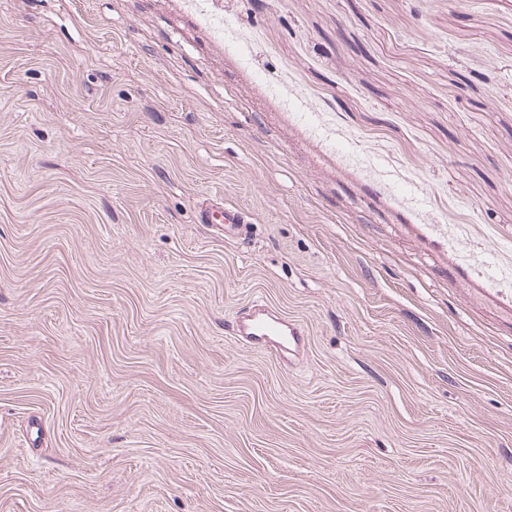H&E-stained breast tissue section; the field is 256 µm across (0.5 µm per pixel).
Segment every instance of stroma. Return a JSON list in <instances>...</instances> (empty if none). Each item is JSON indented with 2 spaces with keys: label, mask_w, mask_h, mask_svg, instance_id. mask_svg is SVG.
Instances as JSON below:
<instances>
[{
  "label": "stroma",
  "mask_w": 512,
  "mask_h": 512,
  "mask_svg": "<svg viewBox=\"0 0 512 512\" xmlns=\"http://www.w3.org/2000/svg\"><path fill=\"white\" fill-rule=\"evenodd\" d=\"M509 243L512 0H0V512H512ZM201 219L207 224H217L224 227V236L237 237L244 223L243 212L231 206L219 207L217 209H202ZM237 339L246 347L261 348L279 358L305 346V331L297 323L273 313L266 305L252 303L232 325Z\"/></svg>",
  "instance_id": "stroma-1"
}]
</instances>
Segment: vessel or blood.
Segmentation results:
<instances>
[{"instance_id":"b4317fda","label":"vessel or blood","mask_w":512,"mask_h":512,"mask_svg":"<svg viewBox=\"0 0 512 512\" xmlns=\"http://www.w3.org/2000/svg\"><path fill=\"white\" fill-rule=\"evenodd\" d=\"M201 218L223 227L230 237L239 235L244 222L242 211L231 206L203 209ZM232 331L244 346L261 348L279 357L298 352L305 345V331L299 324L257 303L236 317Z\"/></svg>"}]
</instances>
